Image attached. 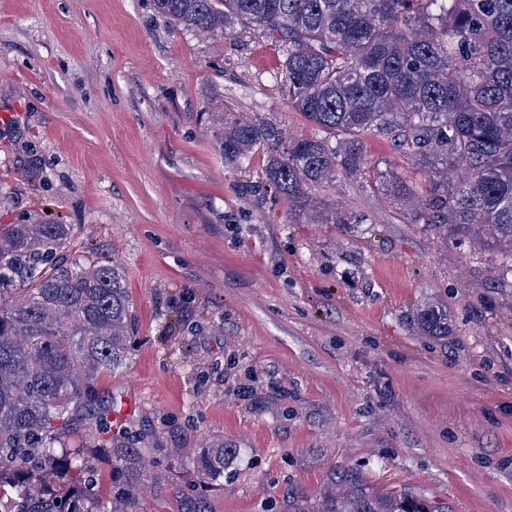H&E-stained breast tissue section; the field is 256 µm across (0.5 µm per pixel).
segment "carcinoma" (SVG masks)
Here are the masks:
<instances>
[{
	"label": "carcinoma",
	"instance_id": "carcinoma-1",
	"mask_svg": "<svg viewBox=\"0 0 512 512\" xmlns=\"http://www.w3.org/2000/svg\"><path fill=\"white\" fill-rule=\"evenodd\" d=\"M185 31L213 35L255 23L286 49L288 105L337 137L287 139L265 121L212 116L224 162L258 148L266 182L288 200L338 176L418 204L416 224L445 226L494 250L512 272V0H155ZM376 135L433 168L416 199L371 173L362 136ZM461 171L454 183L448 172ZM69 224L0 227V512H97L94 462L112 432L93 406L94 383L126 360L134 317L123 270L88 259L65 266ZM424 336H448V308L413 314ZM224 442L199 451L202 473L224 477ZM65 491H47L63 472ZM288 512H432L400 492L361 486L318 509Z\"/></svg>",
	"mask_w": 512,
	"mask_h": 512
}]
</instances>
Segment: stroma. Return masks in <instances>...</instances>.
Returning <instances> with one entry per match:
<instances>
[{"mask_svg":"<svg viewBox=\"0 0 512 512\" xmlns=\"http://www.w3.org/2000/svg\"><path fill=\"white\" fill-rule=\"evenodd\" d=\"M281 47L255 24L202 35L154 0H0V226L69 224L67 266L124 270L135 336L100 405L144 433L98 458L133 512H288L353 480L432 512H512V274L337 180L318 208L226 164L212 112L292 137ZM373 169L433 176L373 135ZM349 216L346 224L337 223ZM444 304L448 338L412 330ZM223 440V480L190 451Z\"/></svg>","mask_w":512,"mask_h":512,"instance_id":"stroma-1","label":"stroma"}]
</instances>
